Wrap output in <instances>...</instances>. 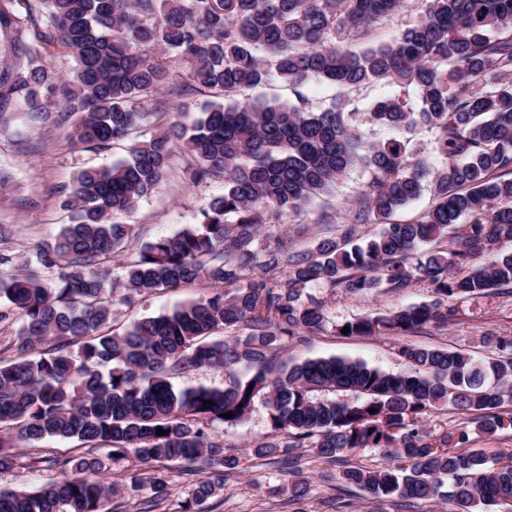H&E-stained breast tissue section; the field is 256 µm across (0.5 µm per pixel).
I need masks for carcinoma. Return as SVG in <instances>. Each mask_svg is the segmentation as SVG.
Returning a JSON list of instances; mask_svg holds the SVG:
<instances>
[{"mask_svg":"<svg viewBox=\"0 0 512 512\" xmlns=\"http://www.w3.org/2000/svg\"><path fill=\"white\" fill-rule=\"evenodd\" d=\"M423 2V14L390 41L355 52L341 44L363 38L402 0H0V26L15 32V52L27 59L0 72V130L14 119V100L44 124L58 120L53 95L78 114L75 145L132 141L111 166L76 174L63 200L70 222L37 251L36 267L8 247L11 230L0 225V326L18 325L0 349V475L19 468L16 448L48 438L83 447L54 459L56 476L34 490H1L0 512H112L114 498L143 488L151 495L140 512H154L170 492L161 463L174 461L201 474L184 512H207L240 466L215 425L244 422L258 402L271 436L252 454L275 460L293 501L308 493L297 453L307 448L342 468L340 479L367 494L372 512L433 498L451 512H512L511 451L474 447L465 426L422 428L428 411L449 404L482 437L512 430V341L482 360L402 346L396 373L335 356L277 363L288 341L329 323L316 288H431L427 303L335 326L349 327V337L444 328L448 300L512 288V0ZM61 50L76 62L66 81L51 67ZM178 64L189 66L190 84L173 81ZM274 77L296 102L234 100ZM312 79L343 90L391 81L415 99L380 98L360 114L340 97L315 112L301 92ZM200 88L222 100L160 123L168 108L159 91ZM365 124L404 137L373 140ZM418 127L448 159L442 170L430 172L415 153L409 134ZM179 151L195 159L193 181L222 180L224 193L199 209L194 228L133 247L118 281L110 258L132 243L117 218L155 190ZM357 168L370 179L338 237L312 250L286 232L260 237L263 225L300 212ZM427 186L426 212L362 241L359 225L405 208ZM196 282L212 290L115 328L120 307ZM240 366L252 374L239 376ZM202 368L224 371V385L174 388L171 379ZM339 391L355 397H329ZM362 448L389 463L350 462ZM129 458L137 465L128 483L105 480Z\"/></svg>","mask_w":512,"mask_h":512,"instance_id":"carcinoma-1","label":"carcinoma"}]
</instances>
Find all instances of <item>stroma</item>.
Masks as SVG:
<instances>
[{
  "label": "stroma",
  "mask_w": 512,
  "mask_h": 512,
  "mask_svg": "<svg viewBox=\"0 0 512 512\" xmlns=\"http://www.w3.org/2000/svg\"><path fill=\"white\" fill-rule=\"evenodd\" d=\"M391 82H380L357 90L340 92L336 86L321 81H309L303 93L313 108H327L339 94H346L352 109L367 111L375 99L398 94ZM71 124L44 125L26 118L21 125L0 132V169L11 175L8 187L0 188V225L11 227V246L15 252L33 257L37 249L52 241L68 213L62 207V189L80 169L89 165L108 166L125 155L128 145L121 142L108 149L73 146ZM191 158L177 153L166 176L154 193L140 202L123 223L132 227L139 243L152 241L160 235H172L190 228L197 222L199 209L212 197L224 191L222 181L193 182ZM369 179L368 172L351 171L331 194L314 199L300 214H288L283 222L302 227L303 247H310L326 235L329 223H345L354 201ZM202 284L169 288L123 308L121 323L145 316H154L190 299L206 295ZM432 293L426 283H417L402 293L377 296L336 293L328 298L330 327L308 336L305 342H291L281 349L280 356L288 363H298L317 357H346L366 362L385 371L398 372L403 364L397 355L401 345L447 347L468 352L477 357L488 355L500 338L512 337V294L492 291L470 298L454 300L455 313L447 327L434 328L403 336L386 338L363 336L345 338L337 335L334 325L356 315L389 312L430 301ZM226 449L241 459L239 473L224 491L216 512H336L329 502L336 497L341 482L326 476V467L303 452L300 471L307 481L309 493L298 510L287 506L286 477L273 461L258 459L250 450L270 433L267 411L255 406L249 418L237 425L217 428ZM76 442L47 440L36 448L21 451L22 468L0 476V487L31 490L39 486L50 473L47 458L77 453Z\"/></svg>",
  "instance_id": "obj_1"
}]
</instances>
